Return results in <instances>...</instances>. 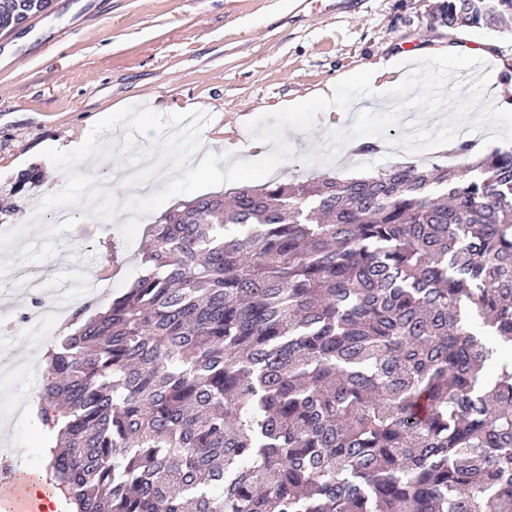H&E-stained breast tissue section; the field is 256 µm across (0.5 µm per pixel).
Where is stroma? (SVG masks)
<instances>
[{
    "mask_svg": "<svg viewBox=\"0 0 512 512\" xmlns=\"http://www.w3.org/2000/svg\"><path fill=\"white\" fill-rule=\"evenodd\" d=\"M86 2L53 0L41 20L0 42V228L27 223L63 187L64 174L43 150L83 141L101 113L133 104L162 114L206 112L203 134L220 154L230 142L250 145L249 120L391 56L408 67L387 90L388 108L361 97L349 111L318 115L310 131L286 130L292 157L274 179L368 176L413 164L426 148L430 162L444 164L447 155L432 149L440 138L476 141L486 154L512 150V108L472 106L495 87L512 88V33H448L432 23L436 0H99L96 13ZM344 138L373 139L381 150L340 167L330 148ZM30 170L38 182L13 194L18 175ZM75 214L77 224L54 237L48 260L23 261L15 246L0 250V316L20 317L17 276L34 269L38 301L67 312L48 336L0 330V446L33 471L48 461L33 443L36 391L25 364L70 334L68 315L84 303L59 295L58 283L82 270L103 273L104 306L140 271L144 235L128 245L119 225L82 207Z\"/></svg>",
    "mask_w": 512,
    "mask_h": 512,
    "instance_id": "1",
    "label": "stroma"
}]
</instances>
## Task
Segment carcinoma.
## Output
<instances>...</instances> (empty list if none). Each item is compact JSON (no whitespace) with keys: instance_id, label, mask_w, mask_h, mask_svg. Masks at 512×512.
I'll list each match as a JSON object with an SVG mask.
<instances>
[{"instance_id":"1","label":"carcinoma","mask_w":512,"mask_h":512,"mask_svg":"<svg viewBox=\"0 0 512 512\" xmlns=\"http://www.w3.org/2000/svg\"><path fill=\"white\" fill-rule=\"evenodd\" d=\"M52 0H0V30ZM512 0H438L448 31ZM35 406L78 512H512V152L268 181L148 225Z\"/></svg>"}]
</instances>
